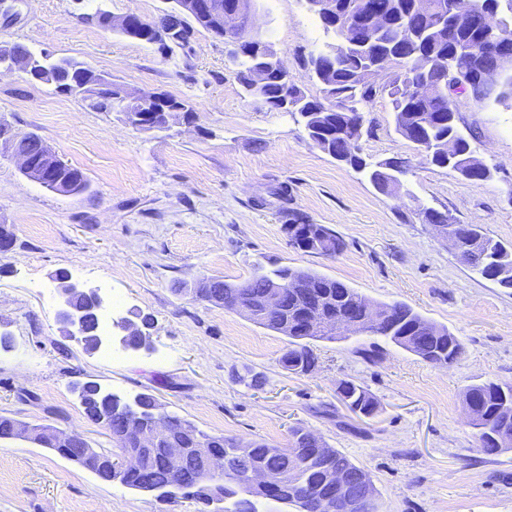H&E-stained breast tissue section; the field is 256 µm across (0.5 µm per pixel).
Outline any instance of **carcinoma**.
Wrapping results in <instances>:
<instances>
[{
	"instance_id": "obj_1",
	"label": "carcinoma",
	"mask_w": 512,
	"mask_h": 512,
	"mask_svg": "<svg viewBox=\"0 0 512 512\" xmlns=\"http://www.w3.org/2000/svg\"><path fill=\"white\" fill-rule=\"evenodd\" d=\"M352 10L345 8L336 15V25L331 27L320 22L323 30L342 40L344 26L353 11L357 10L361 0H345ZM379 12L394 15L393 27L382 32L378 40L384 47L392 50L398 63L399 71L384 85L388 91L394 112L395 131L404 139L414 143L425 159L438 167L444 161L432 155L427 146L432 142L453 136L456 138L458 152L470 157L474 155L470 141L459 131L456 115L459 112V97L482 102L495 97L499 103L512 101V68L499 70L495 61L482 53V43L499 41L512 45V0H492L494 7L492 17L481 32L472 30L466 18L455 22L454 41L449 43L439 37L438 26L444 22L441 15L425 9L428 3L436 0H370ZM98 24L112 29L122 35L138 38L119 24L117 18L96 11ZM368 57L352 53L344 59L336 60V65L326 71L321 79L328 84L326 91L335 99L336 112H325L322 104L315 97L306 94L296 86L285 87L277 73L269 72L263 95L265 104L272 111L281 106L284 96H293L303 104L297 113L305 129H318L324 137L320 149L332 156L346 149L342 137L344 126L351 117L363 114V108L373 101L377 89L361 85L363 70ZM48 76L45 84L55 86L59 91L69 94L73 82L83 74L97 77V73L72 59L59 58L44 63ZM489 72L484 90L477 94L466 84L471 73L482 70ZM423 70L435 79L436 92L429 99H417L410 89V75ZM40 138L34 134H23L15 139L14 147L19 153L28 154L36 150ZM59 176L63 178L66 192L81 195L87 191L89 184L83 173L67 164H62ZM313 238L320 243V248H311L313 252L336 254L343 250L344 242L329 227L316 225ZM481 275L497 284H512V259L491 258L489 264L481 270ZM208 288H195L193 292L200 299L214 306L234 311L266 329L288 335L291 347L281 357V366L290 372L306 374L316 363V357L310 342L333 340L331 336L314 333H293L291 323L299 318L305 307L315 301L319 293H327L332 298V305L327 314L334 316L338 312L361 316L364 305L369 303L355 289L334 278L312 271L278 265L272 268L260 267L247 280L240 284H228L219 277H209ZM283 282L285 301L282 309L269 311L263 306V298L277 282ZM375 307L386 313L383 321L372 330V335L381 337L403 348L425 362L436 361L444 365L452 364L464 354L460 339L445 327H439L410 306L395 302L377 303ZM78 395L84 414L92 421L104 423L122 418L126 404L115 401L110 403L98 391V383L93 380L79 384ZM337 394L347 408L363 417L374 416L379 409L376 398L365 388L352 381H342L337 386ZM464 404L473 412L471 425L477 429V438L487 437V432H498L512 444V385L506 386L493 381L469 385L463 394ZM175 425L169 433L161 438L159 447L166 448L178 443L185 448H195L205 442L224 453V459L236 466H263L269 469L288 468L286 484L281 488L265 494V499H255L235 484L228 475L219 478L203 477L193 490L175 486L170 473L159 464L158 460L146 451H129L126 443L117 435L112 442L118 448L117 456L130 454L124 459L122 483L132 490L146 493L147 485L162 488L155 498L165 501L182 495L202 505L199 512H210L209 507L217 506L215 497L224 496L221 512H261L264 501L290 505L300 493L323 495L324 472L333 469L344 477H351L362 471L345 455L323 442L316 446L308 441L312 432L304 427L292 430V439L286 448H278L264 441L249 442L248 457L241 458L235 450L242 440L234 436L212 435L200 430L194 423L174 417ZM41 445L58 452L64 458L98 473L92 468L80 451L50 440L41 441Z\"/></svg>"
}]
</instances>
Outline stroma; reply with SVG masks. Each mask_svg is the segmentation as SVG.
I'll use <instances>...</instances> for the list:
<instances>
[{
	"label": "stroma",
	"mask_w": 512,
	"mask_h": 512,
	"mask_svg": "<svg viewBox=\"0 0 512 512\" xmlns=\"http://www.w3.org/2000/svg\"><path fill=\"white\" fill-rule=\"evenodd\" d=\"M170 0H15L0 16V44L22 43L108 75L134 95L164 93L194 104L195 123L153 132L123 113L57 92L19 72L0 74V117L42 138L90 187L78 196L49 191L0 156V224L16 242L0 265V415L83 433L113 450L72 391L87 380L125 399L152 393L166 412L210 434L286 447L302 426L369 473L380 512H512V449L480 451L463 404L467 386L512 384V288L482 278L436 235L427 206L482 226L512 248V108L468 102L458 126L475 155L496 166L490 181H467L422 163L394 130L387 93L364 108L361 156L411 161L410 195H384L308 138L296 116L244 96L223 40L194 27L187 44L155 46L100 27L96 9L158 20ZM271 42L297 87L321 89L311 53L334 43L306 0H257L250 30ZM286 196H277L279 187ZM323 224L345 248L335 257L289 243L285 212ZM277 262L340 280L375 303L400 302L462 341L465 353L434 366L387 343L366 359L369 336L316 341L313 372H288L280 333L195 297L194 283L230 284ZM68 273L123 300L112 320L151 317L150 349L123 361L86 354L56 322L54 276ZM378 401L371 418L351 412L340 381ZM0 512H197L193 501L161 503L106 482L56 452L0 440Z\"/></svg>",
	"instance_id": "1"
}]
</instances>
